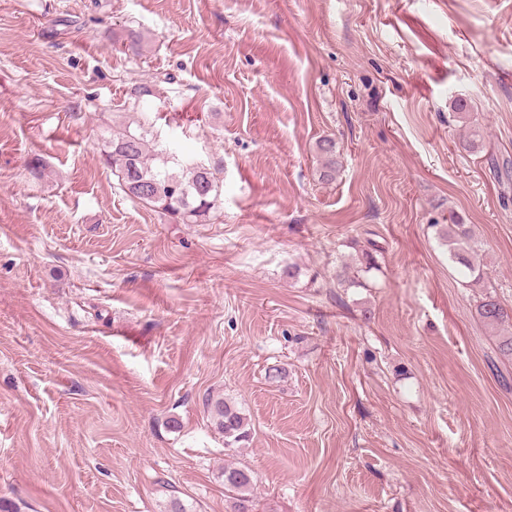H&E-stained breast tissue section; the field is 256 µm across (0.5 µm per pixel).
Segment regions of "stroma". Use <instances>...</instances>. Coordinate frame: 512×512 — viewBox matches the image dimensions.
Masks as SVG:
<instances>
[{
    "instance_id": "1",
    "label": "stroma",
    "mask_w": 512,
    "mask_h": 512,
    "mask_svg": "<svg viewBox=\"0 0 512 512\" xmlns=\"http://www.w3.org/2000/svg\"><path fill=\"white\" fill-rule=\"evenodd\" d=\"M143 112L219 179L209 223L106 165ZM365 250L372 287L340 282ZM487 294L512 306V0H0V512H229L228 464L254 512H512ZM315 150L321 161L318 179L324 183L332 182L340 167L336 140L330 136L321 137L315 143ZM438 235L448 243L450 258L462 267L470 282L478 283L484 277V259L474 240L471 225L451 220V224L435 225ZM206 406L216 428L224 434V445L238 447L250 437L248 418L238 406L223 398L206 399ZM224 489L232 496L231 512H252L255 480L249 469L224 466Z\"/></svg>"
}]
</instances>
